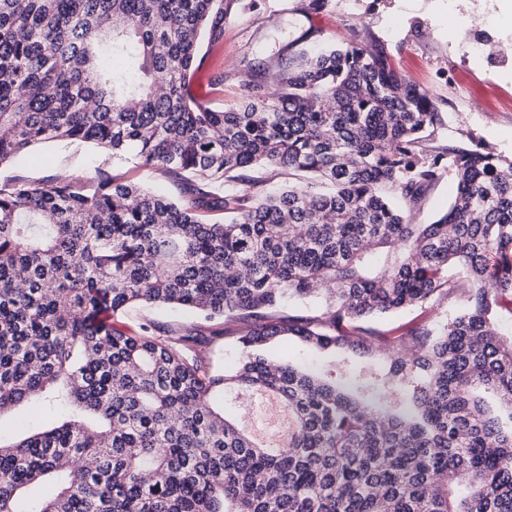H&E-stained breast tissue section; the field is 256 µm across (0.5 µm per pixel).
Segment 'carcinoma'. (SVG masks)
<instances>
[{"instance_id": "obj_1", "label": "carcinoma", "mask_w": 512, "mask_h": 512, "mask_svg": "<svg viewBox=\"0 0 512 512\" xmlns=\"http://www.w3.org/2000/svg\"><path fill=\"white\" fill-rule=\"evenodd\" d=\"M241 2L0 0V166L79 141L190 186L0 185V416L37 400L45 422L0 438V512H512V160L436 150L431 95L355 42L291 50L274 90L254 63L235 107L198 101L200 40ZM260 166L295 182L267 194L243 176ZM445 173L454 200L417 223ZM453 299L437 331L365 326ZM135 305L237 324V364L212 369L191 330H123ZM290 336L381 367L270 361ZM229 391L276 395L288 443L226 417Z\"/></svg>"}]
</instances>
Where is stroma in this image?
<instances>
[{"label":"stroma","instance_id":"35a3bbf8","mask_svg":"<svg viewBox=\"0 0 512 512\" xmlns=\"http://www.w3.org/2000/svg\"><path fill=\"white\" fill-rule=\"evenodd\" d=\"M243 9L224 24V40L203 44L204 60L196 70L191 93L216 109L237 105L250 60L264 59L277 71L289 43L309 36L311 43L378 44L396 70L433 96L445 125L437 146L478 144L512 157V57L495 47L512 41V0H327L314 11L310 0H243ZM466 22L463 41L452 28ZM493 28V49L466 53L467 40ZM103 168L124 180L178 198L182 187L162 168L117 163L82 143H45L0 167V182L15 179L47 184L58 179L91 177ZM274 357L308 368L336 363L361 368L365 359L310 349L297 340L281 343ZM226 412L240 419L260 439L276 438L285 428L284 412L261 394L227 398Z\"/></svg>","mask_w":512,"mask_h":512}]
</instances>
